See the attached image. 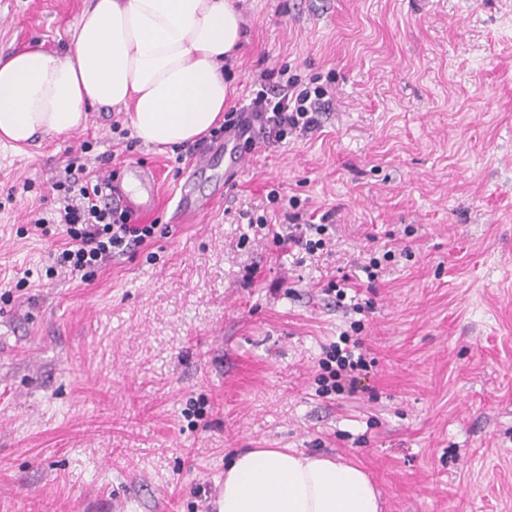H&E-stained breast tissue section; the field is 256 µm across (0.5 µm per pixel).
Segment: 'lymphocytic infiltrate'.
<instances>
[{
    "mask_svg": "<svg viewBox=\"0 0 512 512\" xmlns=\"http://www.w3.org/2000/svg\"><path fill=\"white\" fill-rule=\"evenodd\" d=\"M332 109L333 99L326 87H310L297 76H283L257 91L247 106L225 113L223 124L212 129L210 137L218 140L237 130L245 148L251 150L262 142H280L294 134L316 131L322 114ZM54 187L67 235L61 261L72 271L94 272L113 258L136 251L155 235V225L132 223L126 213L104 204L105 183L76 160L68 161L63 178ZM332 358L336 363L330 373L332 389L356 391L369 372L370 361L351 348L333 349Z\"/></svg>",
    "mask_w": 512,
    "mask_h": 512,
    "instance_id": "f902f5d3",
    "label": "lymphocytic infiltrate"
}]
</instances>
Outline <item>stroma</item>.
<instances>
[{
    "label": "stroma",
    "instance_id": "obj_1",
    "mask_svg": "<svg viewBox=\"0 0 512 512\" xmlns=\"http://www.w3.org/2000/svg\"><path fill=\"white\" fill-rule=\"evenodd\" d=\"M235 4L225 109L280 68L334 109L191 223L180 188L216 173L143 144L125 107L0 144V512H209L247 448L356 465L381 512H512V0ZM87 5L0 0V53L71 51ZM105 153L158 174L160 231L85 278L58 263L52 184ZM292 197L331 213L323 248L275 244ZM344 274L360 311L324 292ZM356 340L360 390L322 393L327 349Z\"/></svg>",
    "mask_w": 512,
    "mask_h": 512
}]
</instances>
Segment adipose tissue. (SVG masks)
I'll return each instance as SVG.
<instances>
[{
    "label": "adipose tissue",
    "instance_id": "obj_1",
    "mask_svg": "<svg viewBox=\"0 0 512 512\" xmlns=\"http://www.w3.org/2000/svg\"><path fill=\"white\" fill-rule=\"evenodd\" d=\"M233 0H89L72 52L0 55V142L75 130L88 107L123 105L144 143L181 145L220 119L224 63L240 48ZM219 512H380L360 468L284 448L236 453Z\"/></svg>",
    "mask_w": 512,
    "mask_h": 512
}]
</instances>
